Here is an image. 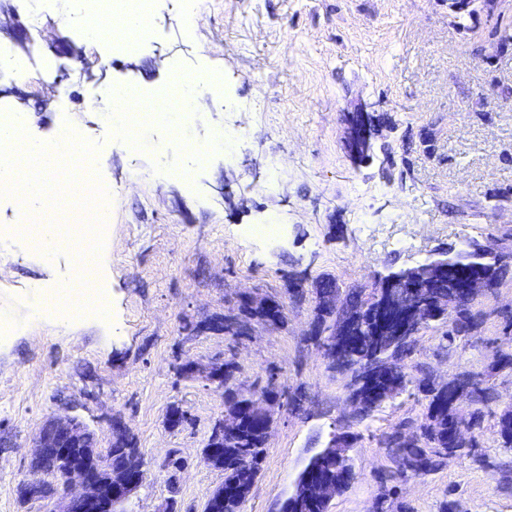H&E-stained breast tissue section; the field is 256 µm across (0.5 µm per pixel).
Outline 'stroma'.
<instances>
[{
    "mask_svg": "<svg viewBox=\"0 0 512 512\" xmlns=\"http://www.w3.org/2000/svg\"><path fill=\"white\" fill-rule=\"evenodd\" d=\"M187 0H156L149 35L135 50L84 38L77 0H43L30 30V140L58 139L79 124L97 152L91 162L112 187L101 250L110 322L86 316L53 327L34 321V283L65 284L81 242L57 246L43 265L19 239L0 271V319L16 324L0 337V512H41L20 505L32 440L52 415H70L107 448L111 420L135 435L149 477L130 512H203L224 482L204 457L224 397L179 375L186 362L234 357L242 387L275 370L282 387L306 394L300 408L275 416L266 454L244 512H278L298 474L334 429L363 439L353 450L355 481L329 512H373L379 475L391 465L379 434L424 411L416 387L356 420L347 406V376L328 370L307 336L314 302L287 303L284 328H255L233 341L183 327L223 314L253 289L282 297L289 274L333 275L340 288L372 289L374 278L498 238L512 251V51L496 54L491 22L457 24L448 0H200L194 32L184 29ZM81 50L63 94L44 87L41 71L58 65L56 47ZM106 80L151 93L172 67L197 79L204 97L193 119L172 128L140 125L134 142L115 132L112 113L89 107L87 68ZM224 77L206 95L210 75ZM367 110L376 135L369 159L346 146L347 114ZM239 124L245 134L220 152L192 161L185 142L206 144L215 129ZM430 149H423L422 138ZM193 171L191 181L176 178ZM230 190L221 199L220 190ZM482 325L469 343L449 346L443 326L423 328L415 357L441 379L484 374L494 400L481 423L474 457L451 458L435 473L405 483L408 512H512V448L501 447L497 417L512 403V372L494 362L512 347V275L472 305ZM192 423L171 429V405ZM177 450L184 467L169 477Z\"/></svg>",
    "mask_w": 512,
    "mask_h": 512,
    "instance_id": "stroma-1",
    "label": "stroma"
}]
</instances>
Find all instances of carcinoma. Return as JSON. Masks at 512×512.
<instances>
[{
	"label": "carcinoma",
	"instance_id": "cac0c4a2",
	"mask_svg": "<svg viewBox=\"0 0 512 512\" xmlns=\"http://www.w3.org/2000/svg\"><path fill=\"white\" fill-rule=\"evenodd\" d=\"M477 250L473 252L471 263L466 268L485 273L491 288L500 286L512 271V263L504 260L497 254L499 248L494 243L476 244ZM418 296L437 300L445 295L454 302L455 316H443L437 323L448 326L446 337L453 343L457 340L469 342L474 335L471 331L478 329L479 322L471 314L472 301L444 278L439 282L417 289ZM347 297L355 306V313L360 318L358 337L352 343V350L363 358H372L378 352L376 344L377 318L373 309L359 306L362 294L351 290ZM386 360L400 365L404 370L403 385H420L428 381L429 374L425 365L415 359V344L412 342H398L382 352ZM238 366L234 359L224 360V395L230 396L234 392ZM258 391L272 393L286 400L288 406L294 408L300 405L302 393L290 394L277 383V374L269 371L265 376H259L253 383ZM468 387L472 392V405L475 416L473 426L480 428L485 416V408L493 402V390L485 383L479 373H470L463 379L450 380L444 385L429 386L422 392L425 400V411L417 418H404L397 423V427L409 431V435L396 439L390 432H384L377 438V443L386 448L389 457L395 465V470L387 475L380 476L381 483L388 486L381 512H388L390 504L394 503L397 483L405 478H420L430 475L443 466L445 455L450 448L460 449L459 457L464 458L474 454V448L480 444L479 437L463 431L460 438L448 437V430L454 426V420L448 413V401L452 388ZM390 385L380 382L368 389L367 399L370 400L369 411L361 417L372 416L385 404L386 390ZM496 434L505 448H512V410H503L496 422ZM266 453L265 433L261 430L258 421L246 414L242 417L238 433L233 437L224 438V459L220 461L218 469L224 471V510L223 512H243V504L248 499L256 482L260 464ZM142 459L134 434L126 436L121 446L107 448L98 459L103 467H117L129 461ZM48 480L47 492L51 493L60 485L65 472L66 464L57 458H46L39 463ZM318 472L326 479L339 485V489L346 490L354 481L353 467L336 456L324 455L318 462Z\"/></svg>",
	"mask_w": 512,
	"mask_h": 512
}]
</instances>
